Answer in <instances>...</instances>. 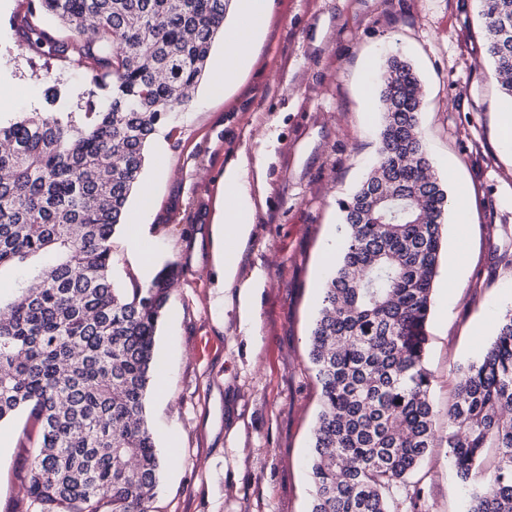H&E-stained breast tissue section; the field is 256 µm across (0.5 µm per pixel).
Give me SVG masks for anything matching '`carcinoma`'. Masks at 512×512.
Here are the masks:
<instances>
[{
    "instance_id": "carcinoma-1",
    "label": "carcinoma",
    "mask_w": 512,
    "mask_h": 512,
    "mask_svg": "<svg viewBox=\"0 0 512 512\" xmlns=\"http://www.w3.org/2000/svg\"><path fill=\"white\" fill-rule=\"evenodd\" d=\"M230 0H40L76 34L34 22L27 40L83 69L107 104L75 117L46 107L0 126V422L28 413L36 434L33 512H151L161 460L146 415L156 335L179 276L120 288L112 239L124 227L157 129L190 99ZM486 45L512 101V0H480ZM375 160L340 203L342 246L309 336L320 410L309 512L418 510L408 488L443 438L468 512H512V310L482 357L459 370L439 435L423 360L441 265L448 189L429 160L421 81L391 56L376 78ZM39 287L32 289L29 283ZM493 477L478 478L487 449Z\"/></svg>"
}]
</instances>
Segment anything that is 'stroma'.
Segmentation results:
<instances>
[{
  "label": "stroma",
  "instance_id": "35a3bbf8",
  "mask_svg": "<svg viewBox=\"0 0 512 512\" xmlns=\"http://www.w3.org/2000/svg\"><path fill=\"white\" fill-rule=\"evenodd\" d=\"M39 0H0V122L45 105L80 113L100 102L81 69L29 49L15 19ZM409 61L428 93L420 114L432 165L453 201L443 231L424 365L439 433L448 431L455 370L476 360L512 308V151L499 135L507 101L494 81L478 0H272L248 64L159 130L142 181L153 194L144 248L153 271L181 274L156 338L165 396L147 413L162 458L152 512H309L306 459L319 412L309 334L339 251L340 201L375 154L378 99L366 63ZM260 162L267 189L238 277L261 270L252 336L236 288L218 284L212 225L224 168ZM25 416L0 423V512H24ZM422 512H467L445 442L415 476Z\"/></svg>",
  "mask_w": 512,
  "mask_h": 512
}]
</instances>
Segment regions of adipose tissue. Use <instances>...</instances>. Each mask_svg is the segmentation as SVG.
<instances>
[{"label": "adipose tissue", "instance_id": "adipose-tissue-1", "mask_svg": "<svg viewBox=\"0 0 512 512\" xmlns=\"http://www.w3.org/2000/svg\"><path fill=\"white\" fill-rule=\"evenodd\" d=\"M270 10L269 0H236V21L224 30V61L214 76V90H222L225 75L235 73L246 62L256 35L264 28ZM255 212L249 161L239 154L224 170V202L214 224V268L225 287H237L241 308H248L259 276L238 279V264L250 240Z\"/></svg>", "mask_w": 512, "mask_h": 512}]
</instances>
